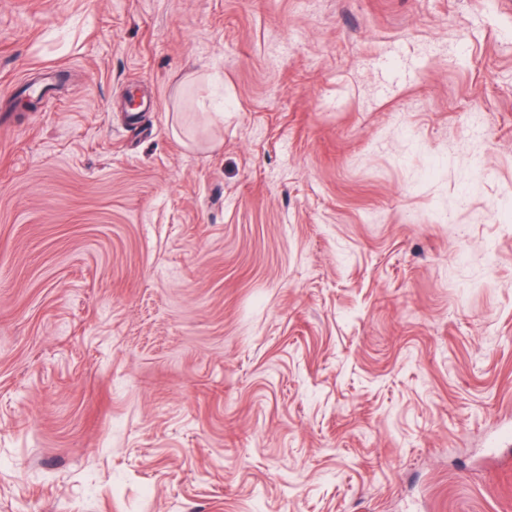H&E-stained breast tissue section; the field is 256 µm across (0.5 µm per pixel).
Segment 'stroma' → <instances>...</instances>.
<instances>
[{"instance_id":"35a3bbf8","label":"stroma","mask_w":512,"mask_h":512,"mask_svg":"<svg viewBox=\"0 0 512 512\" xmlns=\"http://www.w3.org/2000/svg\"><path fill=\"white\" fill-rule=\"evenodd\" d=\"M505 456L512 0H0V512H512Z\"/></svg>"}]
</instances>
